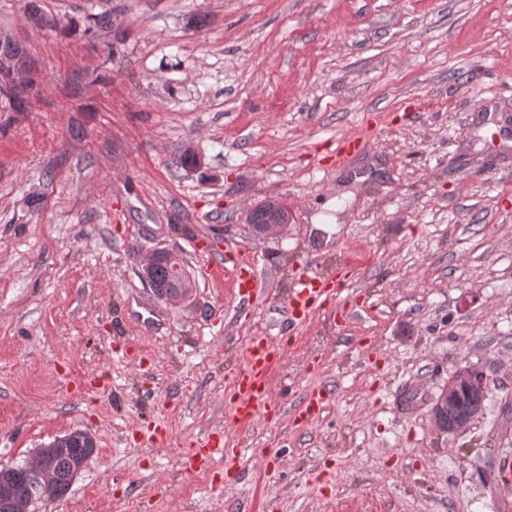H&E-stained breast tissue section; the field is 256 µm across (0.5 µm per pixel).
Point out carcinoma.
Returning a JSON list of instances; mask_svg holds the SVG:
<instances>
[{
    "mask_svg": "<svg viewBox=\"0 0 512 512\" xmlns=\"http://www.w3.org/2000/svg\"><path fill=\"white\" fill-rule=\"evenodd\" d=\"M26 19L42 27H54L57 21L43 8L41 0H25ZM33 62L22 43L7 30L0 28V110L19 112L24 109L26 95L33 88ZM271 201L257 206L248 216L247 223L258 231L266 224V211ZM150 286L155 293L169 301L182 296L190 285L193 275L190 270L175 271L165 256V251L156 250L147 263ZM96 451L91 436L82 431L66 435L62 445L51 458V478L42 494L49 499L65 495L77 470L86 466ZM32 489L29 469L14 467L0 479V512H12L16 502L30 498Z\"/></svg>",
    "mask_w": 512,
    "mask_h": 512,
    "instance_id": "cac0c4a2",
    "label": "carcinoma"
}]
</instances>
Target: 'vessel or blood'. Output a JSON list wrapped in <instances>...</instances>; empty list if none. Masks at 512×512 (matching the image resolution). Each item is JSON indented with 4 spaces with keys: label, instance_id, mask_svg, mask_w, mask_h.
I'll return each mask as SVG.
<instances>
[{
    "label": "vessel or blood",
    "instance_id": "1",
    "mask_svg": "<svg viewBox=\"0 0 512 512\" xmlns=\"http://www.w3.org/2000/svg\"><path fill=\"white\" fill-rule=\"evenodd\" d=\"M360 138H340L336 141L332 161L336 166L348 165L363 149ZM224 270L229 273L238 288L240 304L249 305L267 295L256 274L253 264L246 260L236 243L224 246ZM353 278L352 269L322 274L316 256H308L301 264V272L284 303L289 330H296L312 317L335 306L343 288L349 287ZM284 348L279 340L270 336L253 337L248 348L245 365L233 376L235 392L233 420L237 423L252 421L256 416L268 418L284 413L290 414L294 422L308 426L316 422L325 410L330 393L317 387L306 393L303 400L292 410H285L282 403L272 397L268 385V374L281 358ZM224 435L212 432L194 442L190 454L192 465L200 466L214 456L227 455Z\"/></svg>",
    "mask_w": 512,
    "mask_h": 512
}]
</instances>
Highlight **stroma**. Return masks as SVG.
Segmentation results:
<instances>
[{"mask_svg": "<svg viewBox=\"0 0 512 512\" xmlns=\"http://www.w3.org/2000/svg\"><path fill=\"white\" fill-rule=\"evenodd\" d=\"M45 6L56 29L0 0L35 62L24 111L0 112V469L75 430L97 451L35 512H512V0ZM90 10L111 32L86 33ZM342 137L369 148L339 168ZM188 146L200 169L177 166ZM271 197L288 228L254 236ZM330 201L328 236L311 218ZM228 241L269 289L252 305L201 268ZM155 249L192 268L184 304L142 280ZM311 253L353 266L354 315L304 323L269 386L332 400L307 428L234 423L229 383ZM467 365L486 409L439 433L433 399ZM215 430L240 460L191 467Z\"/></svg>", "mask_w": 512, "mask_h": 512, "instance_id": "stroma-1", "label": "stroma"}]
</instances>
